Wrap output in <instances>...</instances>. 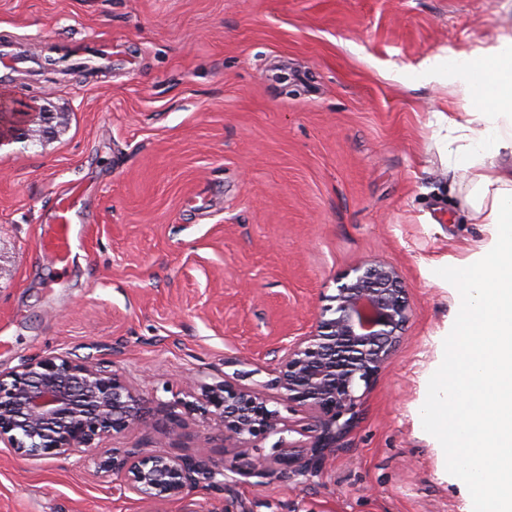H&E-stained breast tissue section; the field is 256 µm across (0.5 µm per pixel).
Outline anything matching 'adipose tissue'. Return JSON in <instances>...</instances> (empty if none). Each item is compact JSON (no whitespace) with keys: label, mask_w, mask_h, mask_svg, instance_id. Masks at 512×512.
<instances>
[{"label":"adipose tissue","mask_w":512,"mask_h":512,"mask_svg":"<svg viewBox=\"0 0 512 512\" xmlns=\"http://www.w3.org/2000/svg\"><path fill=\"white\" fill-rule=\"evenodd\" d=\"M448 170L470 218L492 227L488 249L448 271L460 317L423 425L473 492L471 512H512V35L447 65Z\"/></svg>","instance_id":"ef3b65f1"}]
</instances>
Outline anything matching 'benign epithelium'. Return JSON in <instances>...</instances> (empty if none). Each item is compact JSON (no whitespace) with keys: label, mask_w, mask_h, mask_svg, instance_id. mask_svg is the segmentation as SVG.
<instances>
[{"label":"benign epithelium","mask_w":512,"mask_h":512,"mask_svg":"<svg viewBox=\"0 0 512 512\" xmlns=\"http://www.w3.org/2000/svg\"><path fill=\"white\" fill-rule=\"evenodd\" d=\"M336 305L323 310L311 330L283 348L270 386L279 400L304 416L286 421L269 408L265 389L240 383V372L216 383L192 380L172 404L216 426L232 459L221 463L145 448H114L97 458L121 490L161 512L194 488L218 483L237 459L266 478L305 475L343 441L359 416L361 388H369L399 347L411 307L398 270L360 262L336 288ZM153 422L145 400L115 370L65 354L31 360L0 374V443L22 457L67 458L99 448L104 439ZM295 433L296 439L285 434ZM278 453L249 449L271 436Z\"/></svg>","instance_id":"7a95c632"}]
</instances>
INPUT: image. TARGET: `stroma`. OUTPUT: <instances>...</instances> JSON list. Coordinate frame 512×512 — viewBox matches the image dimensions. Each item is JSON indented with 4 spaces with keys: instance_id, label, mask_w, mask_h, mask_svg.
Segmentation results:
<instances>
[{
    "instance_id": "1",
    "label": "stroma",
    "mask_w": 512,
    "mask_h": 512,
    "mask_svg": "<svg viewBox=\"0 0 512 512\" xmlns=\"http://www.w3.org/2000/svg\"><path fill=\"white\" fill-rule=\"evenodd\" d=\"M512 34V0H0V103L68 115L0 141V373L57 353L114 366L158 431L102 449L224 458L186 380L276 376L355 264L394 266L412 316L359 419L312 473L226 472L167 512H470L420 408L448 359V265L491 240L452 193L449 54ZM59 71L42 70L56 49ZM75 246L44 255L56 198ZM83 455L0 443V512H147Z\"/></svg>"
}]
</instances>
